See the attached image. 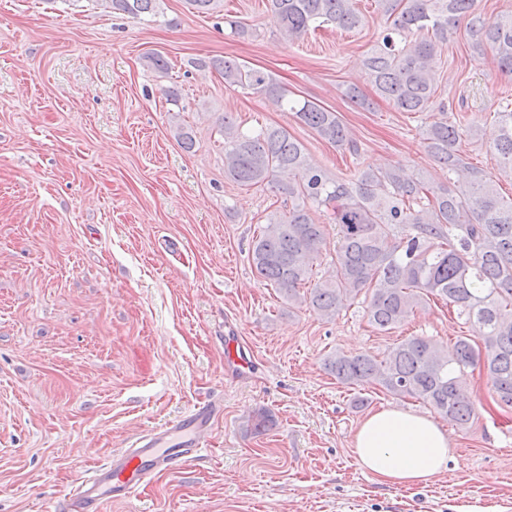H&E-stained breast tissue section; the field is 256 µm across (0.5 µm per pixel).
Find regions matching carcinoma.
Masks as SVG:
<instances>
[{
    "instance_id": "obj_1",
    "label": "carcinoma",
    "mask_w": 512,
    "mask_h": 512,
    "mask_svg": "<svg viewBox=\"0 0 512 512\" xmlns=\"http://www.w3.org/2000/svg\"><path fill=\"white\" fill-rule=\"evenodd\" d=\"M159 0H105L133 17L156 15ZM279 34L292 43L311 30H352L363 16L358 0H267ZM390 20L382 41L366 56V79L374 93L403 112H439L425 123V147L451 184H427L400 168L358 169L332 176L314 165L301 143L283 127L254 133L224 116V175L241 186L273 185L288 209L266 217L253 238L250 257L259 278L288 303L307 305L326 319L343 301L363 298L368 321L389 332L413 308L435 297L456 308L481 336L447 348L411 336L382 357L334 352L325 369L350 385L377 384L397 396L429 405L461 429L474 423L473 404L461 390L469 368L486 371L496 401L512 407V198L504 199L484 171L466 162L462 132L449 120L448 106L434 107L438 79L433 56L460 27L472 38L473 53L489 48L501 71L512 74V14L487 18L477 0H375ZM194 66L218 73L229 88L249 89L287 101L295 118L323 141L356 156L353 140L336 113L312 102L287 100V89L270 73L230 56ZM490 147L512 171V109L497 112ZM321 209L336 227L332 271L312 287L314 262L325 245ZM306 291H301V288Z\"/></svg>"
}]
</instances>
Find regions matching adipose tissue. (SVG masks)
I'll use <instances>...</instances> for the list:
<instances>
[{
  "mask_svg": "<svg viewBox=\"0 0 512 512\" xmlns=\"http://www.w3.org/2000/svg\"><path fill=\"white\" fill-rule=\"evenodd\" d=\"M358 466L377 480L420 485L447 469V433L428 415L392 405L369 414L353 441Z\"/></svg>",
  "mask_w": 512,
  "mask_h": 512,
  "instance_id": "1",
  "label": "adipose tissue"
}]
</instances>
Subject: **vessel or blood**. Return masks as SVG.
Returning a JSON list of instances; mask_svg holds the SVG:
<instances>
[{"mask_svg": "<svg viewBox=\"0 0 512 512\" xmlns=\"http://www.w3.org/2000/svg\"><path fill=\"white\" fill-rule=\"evenodd\" d=\"M214 418L207 405L131 437L125 450L95 467L63 498L62 512H98L102 503L129 498L156 475L191 463L203 451Z\"/></svg>", "mask_w": 512, "mask_h": 512, "instance_id": "1", "label": "vessel or blood"}]
</instances>
